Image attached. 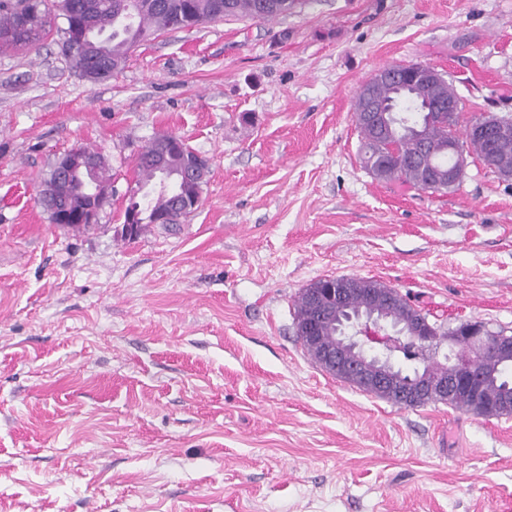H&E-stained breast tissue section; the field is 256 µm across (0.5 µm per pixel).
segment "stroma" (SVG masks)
Instances as JSON below:
<instances>
[{
    "label": "stroma",
    "instance_id": "obj_1",
    "mask_svg": "<svg viewBox=\"0 0 512 512\" xmlns=\"http://www.w3.org/2000/svg\"><path fill=\"white\" fill-rule=\"evenodd\" d=\"M63 27L0 52V512H512V415L395 405L295 334L328 276L512 332V179L473 154L447 192L376 179L353 117L412 63L460 124L512 115V0H307L149 38L99 82ZM165 132L209 159L202 204L123 238L134 157ZM78 145L116 189L79 231L37 201ZM63 51L65 56L67 57L70 65L79 71L82 75L84 72H88L91 70L96 61L94 60V55L89 52L86 46L79 42V40L75 39L73 44H65L63 43ZM105 68L94 69L85 74L84 78L88 81H95L102 76L105 75Z\"/></svg>",
    "mask_w": 512,
    "mask_h": 512
}]
</instances>
